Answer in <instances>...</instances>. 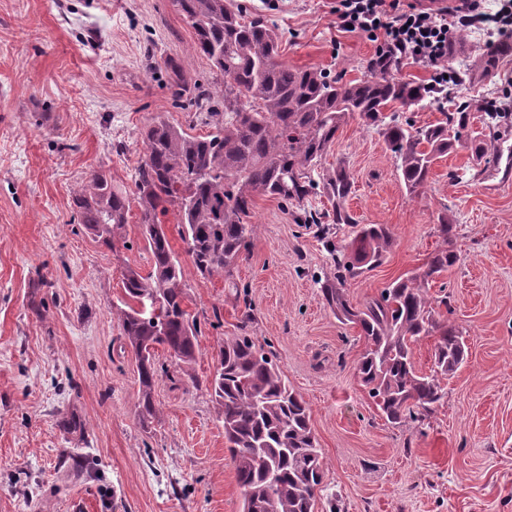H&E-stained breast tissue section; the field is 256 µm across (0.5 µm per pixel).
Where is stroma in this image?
<instances>
[{
  "label": "stroma",
  "mask_w": 512,
  "mask_h": 512,
  "mask_svg": "<svg viewBox=\"0 0 512 512\" xmlns=\"http://www.w3.org/2000/svg\"><path fill=\"white\" fill-rule=\"evenodd\" d=\"M282 35V61L363 79L376 45L336 24V0H240ZM194 31L174 0H0V512H240L224 430L204 390L164 349L158 422L136 411L138 369L112 312L124 298L120 270L151 267L131 211L126 243L109 251L73 219V196L90 171L133 186L155 115L207 135L209 125L174 102L166 61L220 90L224 77L192 50ZM345 164L347 201L363 224L388 225L384 263L350 281L363 306L425 266L455 224L458 255L444 273L466 363L426 419L394 427L360 384L365 349L357 326L339 322L316 283L327 254L302 211L327 199L282 205L259 194L256 233L234 271L247 300L219 277L196 274L178 235L167 234L185 271L188 309L201 324L198 375L222 338L250 333L270 345L289 384L308 403L340 512H512V184L456 147L408 194L381 136L348 118L322 159Z\"/></svg>",
  "instance_id": "stroma-1"
}]
</instances>
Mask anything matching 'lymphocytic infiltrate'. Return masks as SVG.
I'll return each mask as SVG.
<instances>
[{"instance_id": "f902f5d3", "label": "lymphocytic infiltrate", "mask_w": 512, "mask_h": 512, "mask_svg": "<svg viewBox=\"0 0 512 512\" xmlns=\"http://www.w3.org/2000/svg\"><path fill=\"white\" fill-rule=\"evenodd\" d=\"M481 0H457L449 10H432L400 0H336V23L376 42L404 58L429 65L431 84L445 87L452 74L448 66V35L479 16Z\"/></svg>"}]
</instances>
